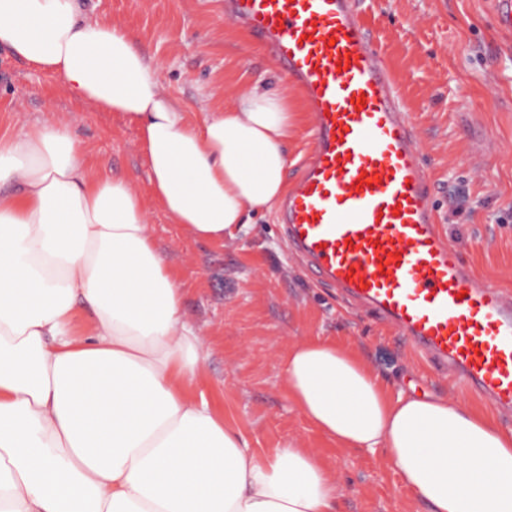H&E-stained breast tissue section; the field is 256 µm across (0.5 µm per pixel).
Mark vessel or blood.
<instances>
[{"instance_id":"obj_1","label":"vessel or blood","mask_w":512,"mask_h":512,"mask_svg":"<svg viewBox=\"0 0 512 512\" xmlns=\"http://www.w3.org/2000/svg\"><path fill=\"white\" fill-rule=\"evenodd\" d=\"M312 120L281 226L319 283L391 326L465 391L512 414V295L476 281L437 230L399 87L356 0H225Z\"/></svg>"}]
</instances>
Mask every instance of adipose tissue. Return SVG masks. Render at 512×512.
I'll use <instances>...</instances> for the list:
<instances>
[{"mask_svg": "<svg viewBox=\"0 0 512 512\" xmlns=\"http://www.w3.org/2000/svg\"><path fill=\"white\" fill-rule=\"evenodd\" d=\"M1 46L135 124L154 200L194 239L223 242L283 198L287 96L245 86L193 118L130 30L77 0H0ZM146 214L70 123L0 136V512H338L312 449L257 452L194 393L209 347ZM280 366L318 431L384 455L428 512H512V428L393 390L333 341Z\"/></svg>", "mask_w": 512, "mask_h": 512, "instance_id": "ef3b65f1", "label": "adipose tissue"}]
</instances>
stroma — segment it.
Returning a JSON list of instances; mask_svg holds the SVG:
<instances>
[{"label":"stroma","mask_w":512,"mask_h":512,"mask_svg":"<svg viewBox=\"0 0 512 512\" xmlns=\"http://www.w3.org/2000/svg\"><path fill=\"white\" fill-rule=\"evenodd\" d=\"M80 4L128 28L145 55L161 62L164 90L188 111H198L206 93L210 106L227 105L247 83L287 91L298 114L288 145L287 173L295 175L310 147L301 97L213 0ZM360 8L420 134L439 231L476 276L512 292V30L495 24L492 0H360ZM46 118L71 122L96 164L136 179L155 244L183 288L184 313L211 349L202 388L225 422L263 452L289 444L314 450L341 488V512H426L400 489L383 455L337 447L305 420L285 393L280 356L307 339L332 340L408 392L485 411L489 403L436 373L388 326L318 283L290 256L275 214L253 218L220 244L189 237L149 197L137 128L119 113L73 98L60 78L1 46L0 135Z\"/></svg>","instance_id":"stroma-1"}]
</instances>
